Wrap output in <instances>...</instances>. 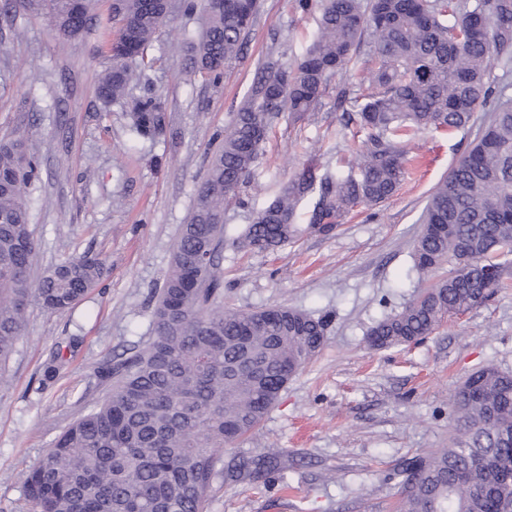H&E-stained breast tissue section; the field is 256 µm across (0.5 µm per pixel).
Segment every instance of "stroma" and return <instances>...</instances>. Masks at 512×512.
I'll use <instances>...</instances> for the list:
<instances>
[{
  "mask_svg": "<svg viewBox=\"0 0 512 512\" xmlns=\"http://www.w3.org/2000/svg\"><path fill=\"white\" fill-rule=\"evenodd\" d=\"M112 0H92L75 37L57 29L48 0H19L0 24V138L27 137L35 172L26 188L39 280L52 264L84 252L107 273L72 309L29 307L25 334L0 368V512H34L23 474L78 415L103 399L108 361L150 334L152 308L181 224L224 129L263 68L296 65L319 24L297 0H260L242 50L220 83L192 73L184 40L196 16L171 14L150 55L144 83L167 102L156 140L136 138L124 112L97 98L108 64ZM371 66L360 51L333 77L316 111L274 120L259 160L224 210L227 235L251 224L303 169L348 170V145ZM350 98L338 102L339 87ZM489 108L452 131L427 130L410 145L398 192L357 208L328 232L304 231L267 252L225 246L224 304L271 306L325 318L321 351L294 375L258 427L225 450L207 512H396L407 458L449 447L450 397L486 365L512 371V266L482 306L446 318L426 339L385 350L367 345L373 326L433 280L414 267L413 246L434 187L490 121ZM65 365L44 381L52 355ZM272 451L263 481L230 476L232 465Z\"/></svg>",
  "mask_w": 512,
  "mask_h": 512,
  "instance_id": "obj_1",
  "label": "stroma"
}]
</instances>
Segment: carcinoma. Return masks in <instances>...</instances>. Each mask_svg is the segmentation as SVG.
Masks as SVG:
<instances>
[{"mask_svg": "<svg viewBox=\"0 0 512 512\" xmlns=\"http://www.w3.org/2000/svg\"><path fill=\"white\" fill-rule=\"evenodd\" d=\"M59 30L79 34L88 12L50 0ZM318 34L293 68L267 67L235 112L181 225L170 270L158 293L146 340L108 363L107 396L80 410L24 476L38 512H205L219 454L263 420L289 379L319 353L326 321L292 307H224L220 266L224 205L251 173L278 113L260 87L279 83L282 111H313L328 81L346 72L365 39L373 47L371 92L357 106L367 140L346 174L311 171L282 186L235 243L267 250L298 237V207L313 198L309 227L333 225L353 208L395 194L408 146L425 129L463 128L493 96L492 64L512 49V0H318ZM257 0H205L204 28L189 44L190 69L220 81L241 51ZM168 13L159 0H112L115 42L99 80L104 105L128 109L143 139L162 135L161 99L131 94L147 50ZM19 140L0 142V363L24 335L31 299L51 311L75 305L106 272L84 252L52 266L34 285L37 241L29 224L27 168ZM414 245L417 270L448 265L402 310L378 322L367 343L392 348L430 335L447 316L477 308L498 288L512 261V102L493 118L431 193ZM460 437L450 448L416 455L397 468L398 512H506L512 506V374L494 366L470 375L450 399ZM253 479L271 456L240 464Z\"/></svg>", "mask_w": 512, "mask_h": 512, "instance_id": "1", "label": "carcinoma"}]
</instances>
